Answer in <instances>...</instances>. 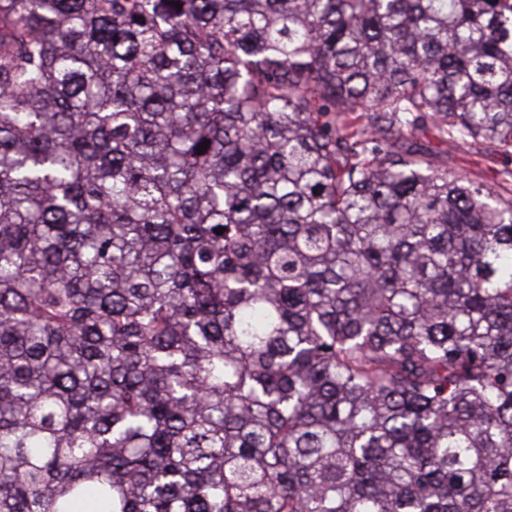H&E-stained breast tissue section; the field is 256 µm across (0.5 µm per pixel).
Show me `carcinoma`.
Instances as JSON below:
<instances>
[{"label":"carcinoma","mask_w":512,"mask_h":512,"mask_svg":"<svg viewBox=\"0 0 512 512\" xmlns=\"http://www.w3.org/2000/svg\"><path fill=\"white\" fill-rule=\"evenodd\" d=\"M429 125L512 154V0H0V512H512Z\"/></svg>","instance_id":"1"}]
</instances>
